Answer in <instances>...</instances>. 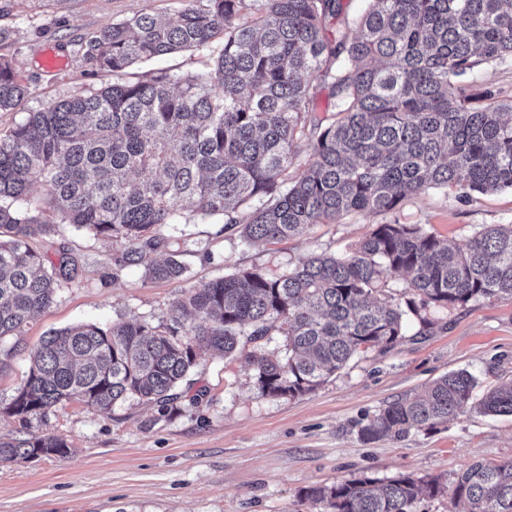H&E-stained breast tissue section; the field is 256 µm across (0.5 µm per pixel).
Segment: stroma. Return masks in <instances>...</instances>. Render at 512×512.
Masks as SVG:
<instances>
[{"mask_svg":"<svg viewBox=\"0 0 512 512\" xmlns=\"http://www.w3.org/2000/svg\"><path fill=\"white\" fill-rule=\"evenodd\" d=\"M174 0H0V60L17 71L27 94L0 112L6 133L27 112L112 83L85 54L88 34L141 13L168 14ZM64 61L44 66L46 52ZM420 224L465 247L482 224H512V192L460 201L450 190L404 200L394 214L364 212L338 224H314L298 238L242 244L219 219L168 228L182 251L186 281H150L139 267L110 279L111 241L65 228L62 241L86 262L49 308L0 342V436L53 434L64 458L0 463V512H323L304 500L312 485L363 475L436 476L451 484L477 459H512V417L470 412L434 432L363 441L360 428L385 404L424 390L451 371L476 376L475 397L512 375V298L473 302L443 313L422 339L405 337L373 349L314 391L295 398L261 396L243 358L202 352L191 372L205 391L201 404L181 401L161 412L130 399L103 415L71 401L22 423L4 408L28 375L29 354L49 331L111 324L124 318L166 319L186 286L257 267L276 275L307 256L353 253L378 224Z\"/></svg>","mask_w":512,"mask_h":512,"instance_id":"obj_1","label":"stroma"}]
</instances>
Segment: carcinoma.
Here are the masks:
<instances>
[{
    "label": "carcinoma",
    "mask_w": 512,
    "mask_h": 512,
    "mask_svg": "<svg viewBox=\"0 0 512 512\" xmlns=\"http://www.w3.org/2000/svg\"><path fill=\"white\" fill-rule=\"evenodd\" d=\"M86 47L96 68L118 75L191 48L212 67L93 87L0 134V340L78 277L82 255L31 245L62 224L119 245L114 277L141 266L151 281H180L186 264L162 228L196 216L222 218L249 244L390 213L429 189L465 202L512 190V101L467 88L485 67L512 61V0H368L353 23L343 0H177L165 18L105 24ZM324 91L333 103L320 117ZM25 95L1 61L0 112ZM302 145L305 172L290 181ZM35 184L59 221L32 211ZM396 274L406 280L398 297ZM502 296L512 297V224L480 227L464 250L419 224H378L350 256L189 287L165 321L50 331L5 411L25 422L71 400L106 415L127 399L164 409L191 391L183 383L201 350L245 354L262 396L294 398L355 355L395 344L413 319L425 334L432 309ZM274 336L282 345L269 349ZM476 385L467 370L440 376L380 409L361 435L436 431L471 409L512 416V378L477 402ZM68 454L54 435L0 437V462ZM440 492L437 479L404 474L312 486L302 497L324 512H418ZM452 494L466 512H512V460L474 461Z\"/></svg>",
    "instance_id": "carcinoma-1"
}]
</instances>
